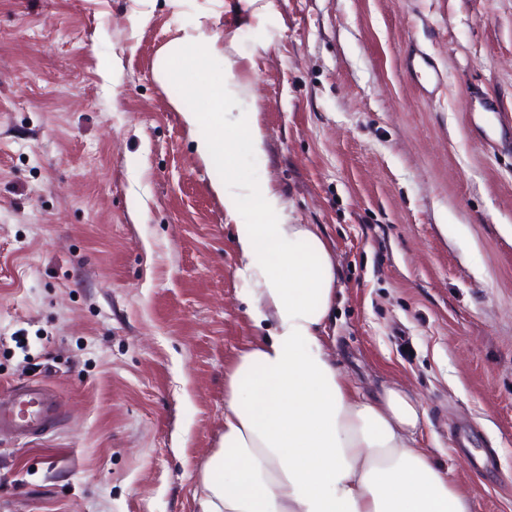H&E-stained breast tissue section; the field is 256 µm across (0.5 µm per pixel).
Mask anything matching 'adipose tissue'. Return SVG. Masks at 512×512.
<instances>
[{
	"label": "adipose tissue",
	"instance_id": "obj_1",
	"mask_svg": "<svg viewBox=\"0 0 512 512\" xmlns=\"http://www.w3.org/2000/svg\"><path fill=\"white\" fill-rule=\"evenodd\" d=\"M221 40L198 23L154 65L159 83L207 102L172 106L196 157L224 170L211 189L237 228L239 298L258 330L224 372V433L195 473L197 512H471L469 492L418 445V396L395 382L361 393L338 369L326 335L334 254L270 180L241 175L238 157L265 156L266 132Z\"/></svg>",
	"mask_w": 512,
	"mask_h": 512
}]
</instances>
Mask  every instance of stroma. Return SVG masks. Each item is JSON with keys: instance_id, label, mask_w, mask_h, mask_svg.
<instances>
[{"instance_id": "1", "label": "stroma", "mask_w": 512, "mask_h": 512, "mask_svg": "<svg viewBox=\"0 0 512 512\" xmlns=\"http://www.w3.org/2000/svg\"><path fill=\"white\" fill-rule=\"evenodd\" d=\"M0 0V512H195L224 368L255 335L235 225L154 78L203 22L255 91L264 158L338 262L327 335L362 392L411 387L423 447L512 512V0ZM60 414V401L42 381L14 388L9 400H0V434L27 437L47 432Z\"/></svg>"}]
</instances>
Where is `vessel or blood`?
<instances>
[{
    "label": "vessel or blood",
    "mask_w": 512,
    "mask_h": 512,
    "mask_svg": "<svg viewBox=\"0 0 512 512\" xmlns=\"http://www.w3.org/2000/svg\"><path fill=\"white\" fill-rule=\"evenodd\" d=\"M60 414V401L43 382L14 388L9 400H0V433L27 437L47 432Z\"/></svg>",
    "instance_id": "1"
}]
</instances>
